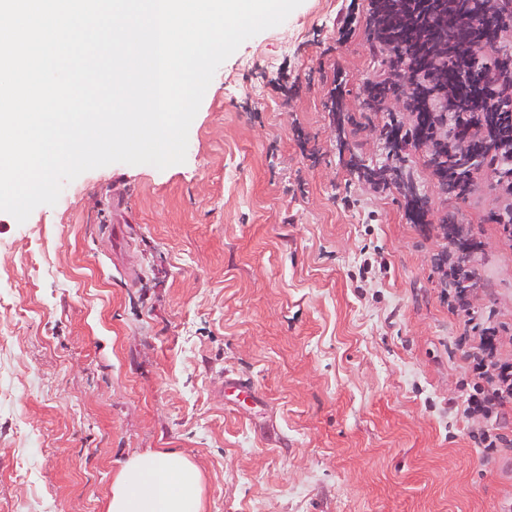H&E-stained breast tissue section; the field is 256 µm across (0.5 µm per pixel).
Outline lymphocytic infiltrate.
Wrapping results in <instances>:
<instances>
[{
  "mask_svg": "<svg viewBox=\"0 0 512 512\" xmlns=\"http://www.w3.org/2000/svg\"><path fill=\"white\" fill-rule=\"evenodd\" d=\"M381 0L359 4L349 0L333 23L339 40L363 30L369 54L379 59L380 69L366 89L380 99V139L397 138L402 150L418 151L426 144L458 137L465 142L483 136L477 113L467 109L446 120L448 100L459 87L468 86L486 102L501 125L512 129V0H493L497 19L493 39L476 38L459 42L456 33L448 39L458 42V54L440 52L424 69H416L411 57L397 53L386 25L380 19ZM456 83H449V75ZM490 183L493 206L490 218L498 224H512V149L490 152L484 165L471 173L469 189ZM476 284L444 288L449 312L463 324L456 344L463 352L464 371L471 382L460 397L449 398V409H461L465 418L476 419L481 428L474 439L483 461L512 456V359L502 353L504 338L512 324L499 320L496 310H484L475 302Z\"/></svg>",
  "mask_w": 512,
  "mask_h": 512,
  "instance_id": "f902f5d3",
  "label": "lymphocytic infiltrate"
}]
</instances>
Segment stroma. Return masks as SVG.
<instances>
[{
	"instance_id": "obj_1",
	"label": "stroma",
	"mask_w": 512,
	"mask_h": 512,
	"mask_svg": "<svg viewBox=\"0 0 512 512\" xmlns=\"http://www.w3.org/2000/svg\"><path fill=\"white\" fill-rule=\"evenodd\" d=\"M303 0L216 71L185 163H115L25 223L0 211V512H106L134 453L201 469L205 512H497L512 460L483 465L450 414L464 360L434 257L366 123L363 32ZM332 45L324 53V45ZM299 77L291 107L267 83ZM342 70L329 111L321 72ZM483 247L481 306L512 322V241L491 189L442 202ZM255 398L236 399L231 381Z\"/></svg>"
}]
</instances>
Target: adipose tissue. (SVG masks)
Segmentation results:
<instances>
[{"label":"adipose tissue","mask_w":512,"mask_h":512,"mask_svg":"<svg viewBox=\"0 0 512 512\" xmlns=\"http://www.w3.org/2000/svg\"><path fill=\"white\" fill-rule=\"evenodd\" d=\"M107 512H204L202 473L174 452L137 453L116 476Z\"/></svg>","instance_id":"1"}]
</instances>
